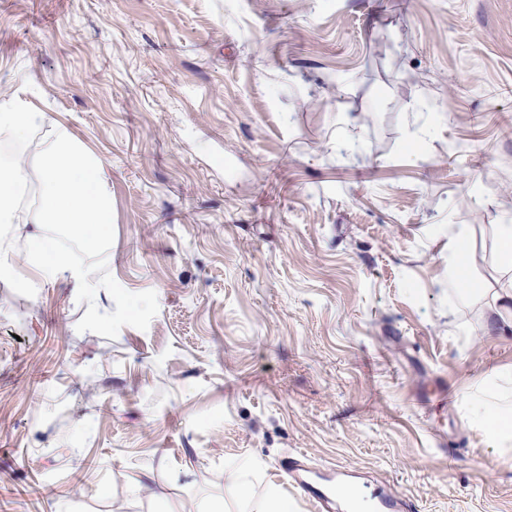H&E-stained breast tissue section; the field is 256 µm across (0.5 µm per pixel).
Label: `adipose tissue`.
I'll use <instances>...</instances> for the list:
<instances>
[{"instance_id": "obj_1", "label": "adipose tissue", "mask_w": 512, "mask_h": 512, "mask_svg": "<svg viewBox=\"0 0 512 512\" xmlns=\"http://www.w3.org/2000/svg\"><path fill=\"white\" fill-rule=\"evenodd\" d=\"M44 114L27 102L21 94L0 97V141L20 143L26 135L42 124ZM28 182L27 166L22 156L0 155V224H19L24 219L21 209ZM467 237L465 226L448 231V284L451 297L460 303L474 298L486 301L484 327L498 335L512 333V225L497 227L496 262L508 282L499 288H488L469 274L471 254L462 252L461 243ZM28 260L47 277H67L74 291H83L86 274L72 255L47 238L36 240Z\"/></svg>"}]
</instances>
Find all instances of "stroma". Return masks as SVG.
<instances>
[{
	"label": "stroma",
	"instance_id": "stroma-1",
	"mask_svg": "<svg viewBox=\"0 0 512 512\" xmlns=\"http://www.w3.org/2000/svg\"><path fill=\"white\" fill-rule=\"evenodd\" d=\"M108 164L107 267L147 330L80 333L0 276V512H236L226 472L342 466L417 512H512V335L448 300V227L502 283L512 0H0V92ZM49 497L34 494L40 484ZM508 406L502 407L497 401H492L486 404L482 418L483 427L498 447H510L512 444L511 400L510 412Z\"/></svg>",
	"mask_w": 512,
	"mask_h": 512
}]
</instances>
